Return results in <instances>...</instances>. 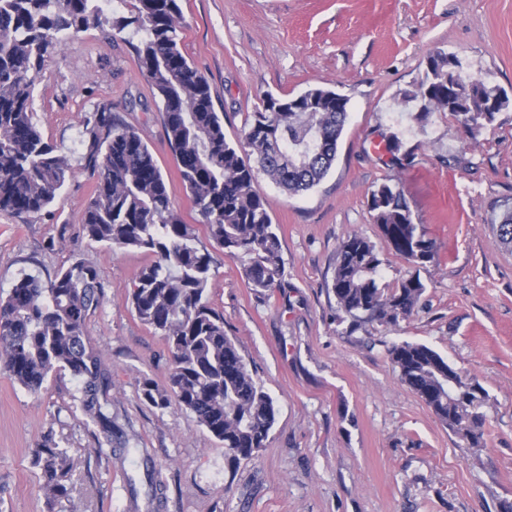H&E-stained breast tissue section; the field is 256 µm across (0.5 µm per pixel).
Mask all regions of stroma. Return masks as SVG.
Returning a JSON list of instances; mask_svg holds the SVG:
<instances>
[{
    "instance_id": "stroma-1",
    "label": "stroma",
    "mask_w": 512,
    "mask_h": 512,
    "mask_svg": "<svg viewBox=\"0 0 512 512\" xmlns=\"http://www.w3.org/2000/svg\"><path fill=\"white\" fill-rule=\"evenodd\" d=\"M181 50L205 74L227 141L238 143L266 96L330 88L349 118L325 180L286 195L265 174L256 187L281 241L286 288L249 287L243 255L206 235L207 299L276 403L252 460L226 453L189 412L159 409L144 380L165 386L163 336L131 304L133 278L152 260L90 240L83 212L95 179L78 138L101 101L148 143L188 223L197 212L164 134L162 104L141 75L132 29L90 25L68 36L36 78L34 121L68 159L62 200L39 217L0 212V298L25 274L40 279L81 262L104 285L86 333L112 375V415L128 451H97L69 372L31 393L0 372V512H45L31 452L45 438L65 448L72 490L54 512H512V250L493 229L512 207V108L477 135L445 112L425 124L402 104L442 51L471 77L512 96V0H181ZM398 135L412 163L375 152ZM398 178L436 261L413 270L368 208L370 191ZM375 244L379 283L410 274L426 285L420 309L397 325L343 318L332 289L339 246L351 234ZM422 343L486 392L481 447H470L401 380L388 350ZM160 485L147 494L145 470Z\"/></svg>"
}]
</instances>
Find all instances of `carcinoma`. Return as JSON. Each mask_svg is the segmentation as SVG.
<instances>
[{
	"label": "carcinoma",
	"instance_id": "cac0c4a2",
	"mask_svg": "<svg viewBox=\"0 0 512 512\" xmlns=\"http://www.w3.org/2000/svg\"><path fill=\"white\" fill-rule=\"evenodd\" d=\"M100 0H0V211L39 216L59 202L69 164L44 141L33 121L34 85L46 55L68 33L100 22ZM181 0H131V16L113 19L122 31L140 34L134 46L140 73L163 104L165 136L183 188L209 238L231 255L247 257L244 276L253 290L280 288L285 274L281 243L264 199L255 187L253 156L261 171L288 194L318 185L336 160L348 117V99L331 91L306 90L288 98L267 96L251 113L238 145L224 135L205 75L183 54ZM461 65L438 51L410 101L420 115L448 112L469 132L493 124L512 99L489 81L474 79L465 97L448 99V73ZM85 167L96 176L83 232L112 249L144 250L155 257L134 277L132 305L139 319L166 339L171 368L165 387L143 385L144 398L159 409L174 406L197 422L237 459H252L265 446L277 408L254 378L224 315L211 307L206 290L212 257L196 246L192 225L173 208L168 184L142 136L99 103L86 117L79 140ZM368 206L393 250L415 267L435 260L434 242L416 222L395 179L376 186ZM512 248V208L493 225ZM383 260L362 235L340 245L332 288L339 311L352 321L396 325L419 308L426 285L412 274L395 287L379 285ZM103 284L96 268L76 263L42 281L19 278L0 299V372L38 393L57 371L79 385V402L98 450L122 441L112 417L109 370L86 336V321ZM402 381L469 445H481L485 391L457 374L459 389L446 390L448 362L425 344L403 341L389 348ZM47 512L69 496L67 451L51 439L32 451Z\"/></svg>",
	"mask_w": 512,
	"mask_h": 512
}]
</instances>
